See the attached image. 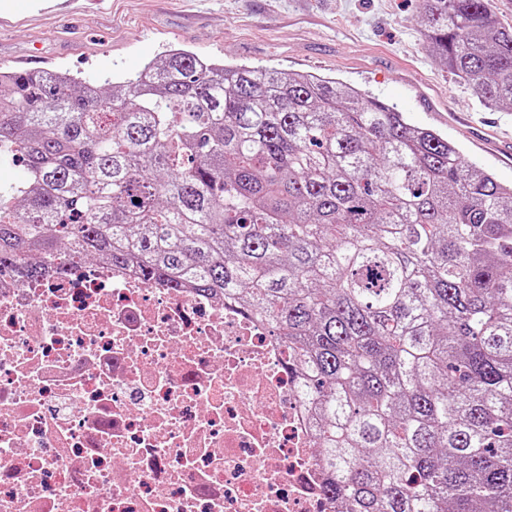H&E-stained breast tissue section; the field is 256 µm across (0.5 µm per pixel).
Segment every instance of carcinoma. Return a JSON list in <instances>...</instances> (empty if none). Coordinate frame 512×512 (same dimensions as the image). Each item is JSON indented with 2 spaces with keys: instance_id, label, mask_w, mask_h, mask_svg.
<instances>
[{
  "instance_id": "carcinoma-1",
  "label": "carcinoma",
  "mask_w": 512,
  "mask_h": 512,
  "mask_svg": "<svg viewBox=\"0 0 512 512\" xmlns=\"http://www.w3.org/2000/svg\"><path fill=\"white\" fill-rule=\"evenodd\" d=\"M428 47L512 110V28L423 0ZM0 274L108 258L222 293L300 369L346 512H512V187L313 74L184 49L105 91L0 70Z\"/></svg>"
}]
</instances>
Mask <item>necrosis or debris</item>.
I'll return each mask as SVG.
<instances>
[{
	"mask_svg": "<svg viewBox=\"0 0 512 512\" xmlns=\"http://www.w3.org/2000/svg\"><path fill=\"white\" fill-rule=\"evenodd\" d=\"M286 355L130 267L0 276V512H338Z\"/></svg>",
	"mask_w": 512,
	"mask_h": 512,
	"instance_id": "4bbe7bcc",
	"label": "necrosis or debris"
}]
</instances>
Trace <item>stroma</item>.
Returning a JSON list of instances; mask_svg holds the SVG:
<instances>
[{"label":"stroma","instance_id":"stroma-1","mask_svg":"<svg viewBox=\"0 0 512 512\" xmlns=\"http://www.w3.org/2000/svg\"><path fill=\"white\" fill-rule=\"evenodd\" d=\"M422 0H83L43 11L38 0H0V59L11 69L67 70L104 85L134 76L172 48L227 64L333 78L437 131L465 161L512 185V165L474 146L467 129L437 121L414 98L439 94L477 126L512 134V110L481 105L473 87L427 48Z\"/></svg>","mask_w":512,"mask_h":512}]
</instances>
